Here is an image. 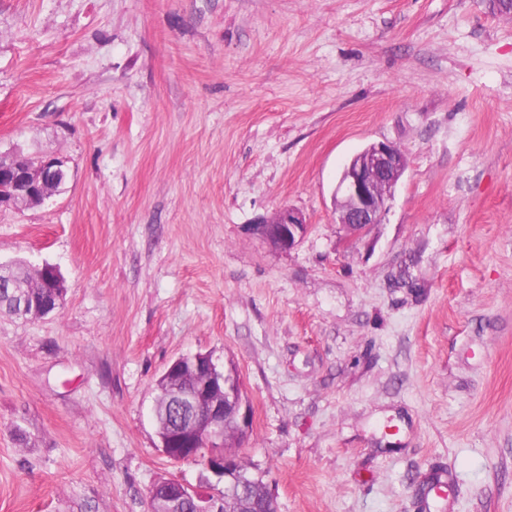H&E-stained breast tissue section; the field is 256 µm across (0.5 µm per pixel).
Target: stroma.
Instances as JSON below:
<instances>
[{
  "label": "stroma",
  "instance_id": "35a3bbf8",
  "mask_svg": "<svg viewBox=\"0 0 512 512\" xmlns=\"http://www.w3.org/2000/svg\"><path fill=\"white\" fill-rule=\"evenodd\" d=\"M407 169L347 244L333 192ZM0 153L67 173L0 209V512H148L156 381L237 370L229 445L278 512H512V17L489 0H0ZM306 219L290 250L258 232ZM407 168L404 153L388 141L370 143L344 165L334 191L337 223L349 237L379 224ZM43 264L44 265H42L41 267H37V269L40 270L41 272L51 271L53 275V279L49 282L51 288L44 289H53L54 292L50 295L49 299L46 302H44L39 308L36 307L35 303L32 305V308L30 310V316L32 318L43 317L52 313H58L63 307L62 290L60 291V293H57V291L55 290L57 288H64L61 275L57 270L56 266L47 263Z\"/></svg>",
  "mask_w": 512,
  "mask_h": 512
}]
</instances>
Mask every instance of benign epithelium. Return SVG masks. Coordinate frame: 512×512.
<instances>
[{"mask_svg":"<svg viewBox=\"0 0 512 512\" xmlns=\"http://www.w3.org/2000/svg\"><path fill=\"white\" fill-rule=\"evenodd\" d=\"M407 168L404 153L388 141L367 145L344 165L334 191L337 223L347 235L356 237L373 224L381 222L394 189ZM66 173L54 158L38 164L30 161H0V208L35 205L57 190ZM307 229L305 218L284 207L271 220L258 228L261 235L281 250L296 246ZM39 270L52 272L50 287L54 290L40 307L27 308L20 301L22 314L43 317L59 312L64 287L57 267L44 264ZM218 368L212 357L195 353L175 359L161 375L157 404L172 408L176 420L157 422L160 448L173 461L192 460L205 455V467L224 480L221 492L208 486L193 487L172 479H161L150 491L151 512H243L234 507L245 497L244 481L239 469L232 466L224 452L229 436L240 435L251 427L249 406L236 398L226 378L215 383Z\"/></svg>","mask_w":512,"mask_h":512,"instance_id":"obj_1","label":"benign epithelium"}]
</instances>
